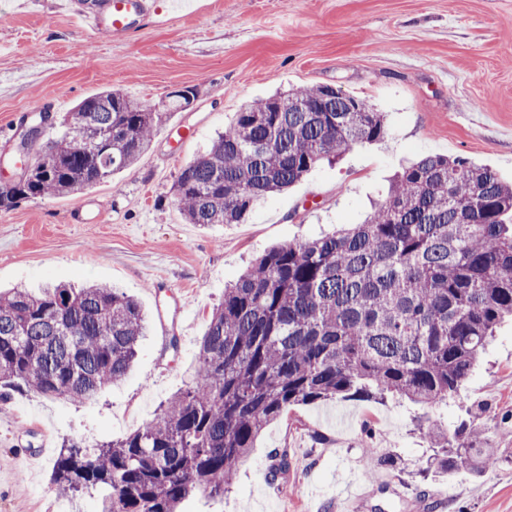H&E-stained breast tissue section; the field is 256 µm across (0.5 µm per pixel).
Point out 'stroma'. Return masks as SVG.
Masks as SVG:
<instances>
[{
  "label": "stroma",
  "instance_id": "stroma-1",
  "mask_svg": "<svg viewBox=\"0 0 512 512\" xmlns=\"http://www.w3.org/2000/svg\"><path fill=\"white\" fill-rule=\"evenodd\" d=\"M163 25L113 38L80 27L66 0H0V188L16 174L21 124L68 111L110 87L154 104L195 88L135 164L75 195L0 212V290L104 284L135 298L148 321L126 378L73 401L0 400V512H97V494L50 481L62 440L94 445L152 420L185 389L210 314L263 251L362 222L392 175L430 154L464 157L512 182V0H159ZM330 85L385 112L389 136L319 165L240 224H190L173 195L181 167L237 112L275 91ZM85 206L87 220L71 212ZM162 277L166 288L153 290ZM473 426L487 471L428 470L427 423ZM47 446L37 464L26 451ZM374 449L367 458L365 449ZM289 468L270 484L274 452ZM362 512H512V319L448 403L337 399L292 406L265 428L223 497L198 493L180 512H336L353 483Z\"/></svg>",
  "mask_w": 512,
  "mask_h": 512
}]
</instances>
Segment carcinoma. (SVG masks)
Listing matches in <instances>:
<instances>
[{
  "label": "carcinoma",
  "mask_w": 512,
  "mask_h": 512,
  "mask_svg": "<svg viewBox=\"0 0 512 512\" xmlns=\"http://www.w3.org/2000/svg\"><path fill=\"white\" fill-rule=\"evenodd\" d=\"M195 89L144 105L119 90L81 100L30 175L0 191L82 193L144 154ZM359 108L348 112V106ZM112 135V149L86 142ZM385 113L326 85L291 89L236 113L185 164L175 202L190 224H239L253 207L358 143L384 140ZM512 185L466 158L426 155L391 181L360 224L272 247L224 288L186 388L144 427L89 450L66 441L52 472L71 496L102 488L100 512H178L222 495L264 429L292 405L399 395L429 408L458 394L496 327L512 317ZM146 320L106 285L0 293V388L90 400L121 381ZM465 428L427 426L430 467L495 466Z\"/></svg>",
  "instance_id": "obj_1"
}]
</instances>
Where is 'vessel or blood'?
Returning a JSON list of instances; mask_svg holds the SVG:
<instances>
[{
    "instance_id": "obj_1",
    "label": "vessel or blood",
    "mask_w": 512,
    "mask_h": 512,
    "mask_svg": "<svg viewBox=\"0 0 512 512\" xmlns=\"http://www.w3.org/2000/svg\"><path fill=\"white\" fill-rule=\"evenodd\" d=\"M69 11L91 32L111 36L140 32L161 17L154 0H69Z\"/></svg>"
}]
</instances>
